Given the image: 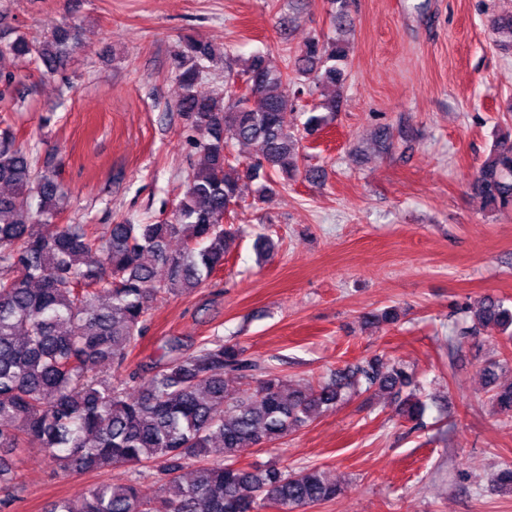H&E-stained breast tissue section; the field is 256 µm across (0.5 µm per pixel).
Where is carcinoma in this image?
<instances>
[{
	"instance_id": "1",
	"label": "carcinoma",
	"mask_w": 512,
	"mask_h": 512,
	"mask_svg": "<svg viewBox=\"0 0 512 512\" xmlns=\"http://www.w3.org/2000/svg\"><path fill=\"white\" fill-rule=\"evenodd\" d=\"M335 36L308 38L281 68L252 56L241 78L253 85L255 102L202 87L207 44L187 40L174 55L182 93L177 109L186 128H203L192 144L202 157L185 184L173 218L157 223L128 220L100 231L90 224H57L69 198L58 181L39 171L30 151L13 133L0 132V450L12 454L37 447L66 474L115 466H154L163 475L162 494L147 499L135 483L98 484L79 501L52 504L47 512H279L304 510L336 498L340 488L315 467L250 471L239 463L246 448L281 441L346 400L360 385L385 392L401 414L420 421L426 405L404 367L375 359L338 370L305 392L271 371L254 389L228 387L224 375L252 371L238 344L210 340L190 351L178 338L166 342L168 361L144 375L117 380L98 372L124 363L145 331L157 297L179 296L224 266L232 231L220 224L247 193L266 200L276 174H300L299 138L284 122L303 111V91L286 87L304 77L320 92L304 130L321 131L341 111L334 93L349 65L345 36L354 27L350 0H334ZM79 44L69 24L40 41L24 36L0 42L1 64L32 55L49 75L57 74ZM255 146L248 161L230 152V142ZM264 183L256 189L251 184ZM471 190L494 211L512 210V134L496 138L470 181ZM37 208H32V202ZM179 240L173 251L170 242ZM152 257L150 265L145 257ZM164 270L156 276L155 266ZM473 333L495 329L512 341V309L486 297L473 308ZM502 364L484 368L497 413L512 417V382L498 384ZM221 447H212L214 440ZM192 469L183 480L182 471ZM19 473L0 455V489L17 484Z\"/></svg>"
}]
</instances>
